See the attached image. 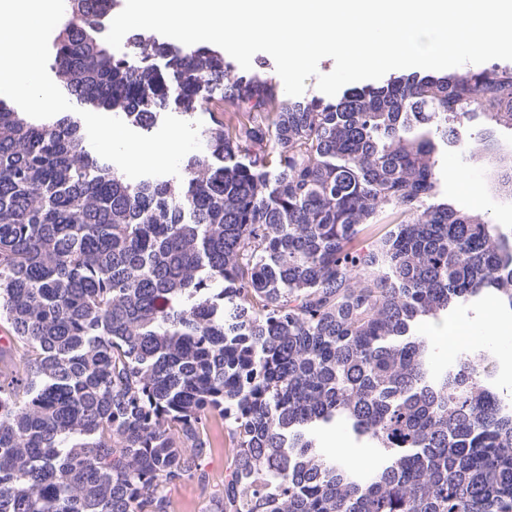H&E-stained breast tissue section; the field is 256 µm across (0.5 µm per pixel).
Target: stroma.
<instances>
[{"mask_svg": "<svg viewBox=\"0 0 512 512\" xmlns=\"http://www.w3.org/2000/svg\"><path fill=\"white\" fill-rule=\"evenodd\" d=\"M469 132L475 137L490 134L498 149L476 156L452 145L443 149L440 192L455 209L481 215L489 223L510 230L512 198L496 191L493 178L500 164L512 162V132L484 120L474 122ZM494 303L493 296L487 294L456 306L449 314L448 322L460 327L461 333L451 338L436 335L432 320L423 322V335L433 339L434 371H443L451 359L471 348L483 346L491 358L488 366L490 383L498 389L512 388V332L499 329L491 334L487 331ZM212 437L213 448L205 465L207 484L190 480L177 485L171 492L179 512H207L211 494L224 485L228 475L224 433L217 428ZM317 438L323 454L345 457L359 468L377 464L383 457L382 449L366 439L356 438L350 422L343 418L319 431Z\"/></svg>", "mask_w": 512, "mask_h": 512, "instance_id": "obj_1", "label": "stroma"}]
</instances>
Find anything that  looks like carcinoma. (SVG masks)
<instances>
[{
  "label": "carcinoma",
  "mask_w": 512,
  "mask_h": 512,
  "mask_svg": "<svg viewBox=\"0 0 512 512\" xmlns=\"http://www.w3.org/2000/svg\"><path fill=\"white\" fill-rule=\"evenodd\" d=\"M114 2L68 0L58 78L143 126L206 110L205 151L131 184L74 118L0 100V512H175L216 423L231 473L209 512H512L486 350L434 374L414 331L512 303V237L438 200L437 159L479 114L512 130V68L292 100L205 45L115 57ZM338 417L386 454L364 477L318 448Z\"/></svg>",
  "instance_id": "obj_1"
}]
</instances>
